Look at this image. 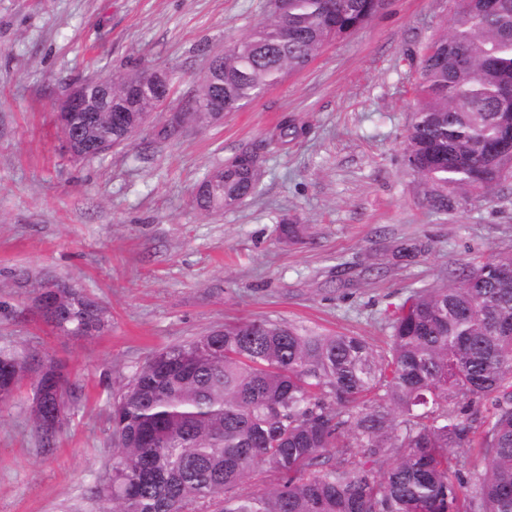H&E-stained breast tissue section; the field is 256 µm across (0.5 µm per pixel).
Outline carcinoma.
I'll use <instances>...</instances> for the list:
<instances>
[{
  "mask_svg": "<svg viewBox=\"0 0 512 512\" xmlns=\"http://www.w3.org/2000/svg\"><path fill=\"white\" fill-rule=\"evenodd\" d=\"M477 13L453 0L450 31L428 47L420 104L406 157L430 185L440 211L489 200L512 177V158L486 168L487 147L512 119V0ZM379 0H288L216 62L194 101L164 130L203 117L196 102L224 94L238 111L331 39L353 33ZM112 79V102L130 108L59 116L85 126L67 143L75 159L101 157L127 142L156 105ZM235 157L208 172L197 207L217 211L254 192ZM512 250L466 265L455 279L423 288L389 317L387 348L348 334L310 336L282 323L229 324L156 352L111 405L112 469L89 487L99 512H512ZM52 328L96 336L108 310L81 289L54 281ZM29 356L0 347L4 366ZM68 382L34 393L29 417L44 452L66 416ZM479 445L475 483L451 468L448 452ZM259 483V489L245 487Z\"/></svg>",
  "mask_w": 512,
  "mask_h": 512,
  "instance_id": "carcinoma-1",
  "label": "carcinoma"
}]
</instances>
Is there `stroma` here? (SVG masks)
I'll list each match as a JSON object with an SVG mask.
<instances>
[{
	"instance_id": "stroma-1",
	"label": "stroma",
	"mask_w": 512,
	"mask_h": 512,
	"mask_svg": "<svg viewBox=\"0 0 512 512\" xmlns=\"http://www.w3.org/2000/svg\"><path fill=\"white\" fill-rule=\"evenodd\" d=\"M272 12L271 0H0V346L60 363L77 396L49 453L29 420L31 379L0 407V512H95L86 491L112 466L109 402L157 350L250 319L378 349L386 311L412 291L512 248V179L443 212L406 159L450 0H387L245 108L160 138L209 60ZM144 68L168 74L165 104L105 156L72 159L65 91ZM285 123L295 133L278 137ZM243 151L258 158L254 194L197 208L206 173ZM407 243L420 248L408 260ZM52 278L105 305L111 329L56 333L34 303Z\"/></svg>"
}]
</instances>
